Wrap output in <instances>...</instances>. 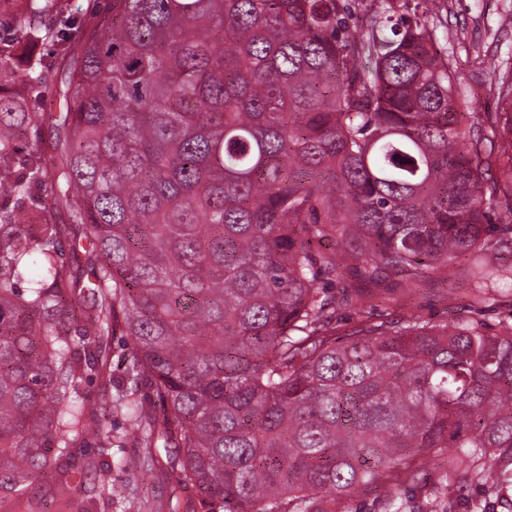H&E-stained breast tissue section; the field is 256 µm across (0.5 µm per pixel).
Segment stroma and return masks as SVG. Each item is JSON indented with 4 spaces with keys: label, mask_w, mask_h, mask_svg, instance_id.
<instances>
[{
    "label": "stroma",
    "mask_w": 512,
    "mask_h": 512,
    "mask_svg": "<svg viewBox=\"0 0 512 512\" xmlns=\"http://www.w3.org/2000/svg\"><path fill=\"white\" fill-rule=\"evenodd\" d=\"M437 35L448 36V57L456 76L459 101L471 104L483 134L496 149L485 177L498 183V217L512 210V97L505 95L501 77L512 74V27L501 25L504 16H512V0H414ZM340 283L367 288L373 312L388 311L396 315L413 313L429 324L474 319L489 330H500L504 308L475 300L463 264L428 276L413 293L398 294L391 305H384L379 292L391 287V280L366 283L354 262L340 264ZM130 343L113 337L110 362L112 385L100 379L83 381L78 403L93 409L112 408V445H100L94 419L86 421L85 441L71 449L69 458L32 479L27 501L58 512L66 502L80 503L94 499L95 512H175L186 493L176 482V473L164 449L153 451L147 469L130 472L120 463L141 456L130 434L125 410L117 407L121 394L118 386L128 364Z\"/></svg>",
    "instance_id": "35a3bbf8"
}]
</instances>
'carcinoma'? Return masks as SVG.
<instances>
[{
  "mask_svg": "<svg viewBox=\"0 0 512 512\" xmlns=\"http://www.w3.org/2000/svg\"><path fill=\"white\" fill-rule=\"evenodd\" d=\"M13 2L0 508L84 439L73 396L108 376L119 334L149 389L131 433L173 449L204 512H346L355 495L401 512V486L433 473L486 489L468 512H512V323L363 311L339 335V301L368 292H328L336 253L314 249L347 246L365 280L404 292L463 256L477 296H499L512 223L493 225L486 137L410 0H380L389 36L348 29L342 0H86L76 34L69 0Z\"/></svg>",
  "mask_w": 512,
  "mask_h": 512,
  "instance_id": "cac0c4a2",
  "label": "carcinoma"
}]
</instances>
